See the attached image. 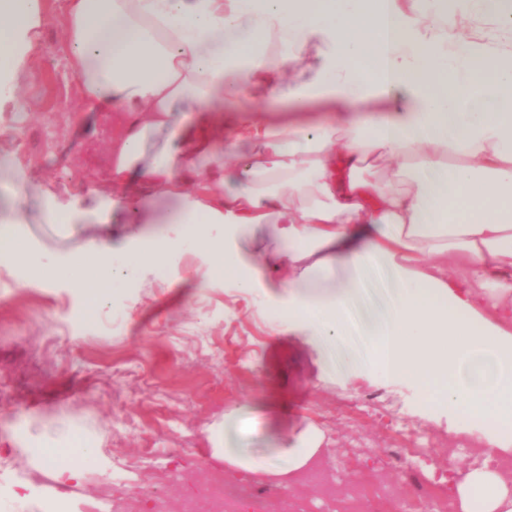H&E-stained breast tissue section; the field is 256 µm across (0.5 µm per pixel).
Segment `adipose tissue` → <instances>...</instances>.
<instances>
[{
	"mask_svg": "<svg viewBox=\"0 0 512 512\" xmlns=\"http://www.w3.org/2000/svg\"><path fill=\"white\" fill-rule=\"evenodd\" d=\"M462 0H66L64 36L83 109L126 115L112 144L111 195L33 181L0 160L14 188L0 238L24 224L84 235L83 248L136 252L142 267L196 242L205 272L241 287L290 291L288 322L312 335L345 333L350 299L371 269L391 288L382 359L395 377L440 386L463 416L512 426V50L461 34ZM38 0H0V101L17 94L35 47ZM400 97H392V90ZM319 103L333 125L272 127L225 119V94ZM252 161L217 193L200 171H223L221 143ZM392 168L377 177L378 163ZM138 181L173 197L162 231L142 226L122 190ZM466 273L464 285L449 277ZM485 462L452 493L461 512H512V486L492 463L512 455L498 430ZM41 459L78 478L64 423L37 426ZM325 442L307 426L287 468L232 445L214 460L256 477L306 469Z\"/></svg>",
	"mask_w": 512,
	"mask_h": 512,
	"instance_id": "1",
	"label": "adipose tissue"
}]
</instances>
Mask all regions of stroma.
I'll use <instances>...</instances> for the list:
<instances>
[{"label": "stroma", "mask_w": 512, "mask_h": 512, "mask_svg": "<svg viewBox=\"0 0 512 512\" xmlns=\"http://www.w3.org/2000/svg\"><path fill=\"white\" fill-rule=\"evenodd\" d=\"M66 0H41L37 49L21 75L19 99L0 103V156L13 158L36 180L78 190L111 191L112 140L122 118L112 106L82 109L81 84L69 68L63 39ZM459 27L491 45L512 46V26L465 11ZM30 231L48 250L78 251L68 280L56 281L36 260L0 266V469L37 478L45 468L34 452L31 424L65 418L78 437L71 456L83 477L78 496L98 493L100 477L131 473L127 495L151 491L171 499L208 481L214 433L229 411L249 420L232 444L239 451L286 466L285 445L308 425L326 434L328 481H299L283 496H268L265 512H287L289 501L322 512L327 498L349 500L361 476L385 485L386 512H402L407 461L385 455L400 425L426 431L428 472L470 465L458 446L454 411L435 406L410 412L419 392L377 361L340 341L313 339L288 327V293L243 288L235 275L203 276L196 252L155 264L145 275L95 283L98 264L80 253L81 238L63 239L42 224ZM105 288L92 301L85 291ZM96 305L98 319L84 318ZM92 441L83 451V441ZM168 482L155 488L154 472Z\"/></svg>", "instance_id": "1"}]
</instances>
